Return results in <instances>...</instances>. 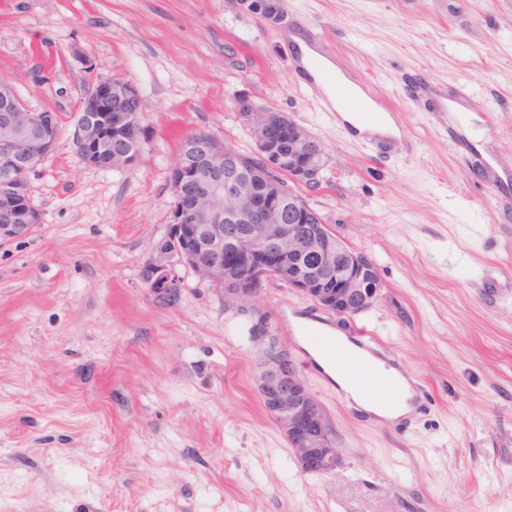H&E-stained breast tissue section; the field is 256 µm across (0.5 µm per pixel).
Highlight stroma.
I'll list each match as a JSON object with an SVG mask.
<instances>
[{
	"mask_svg": "<svg viewBox=\"0 0 512 512\" xmlns=\"http://www.w3.org/2000/svg\"><path fill=\"white\" fill-rule=\"evenodd\" d=\"M282 8L274 25L234 0H0V77L62 117L31 179L41 223L0 245V512H512V0ZM294 31L392 119L386 156L341 116L359 99L325 111ZM110 77L145 103L132 169L85 166L72 144L83 90ZM241 98L320 140L299 192L382 283L349 318L279 281L256 299L333 430L325 474L302 472L265 411L261 354L223 293L184 263L173 302L143 278L179 142L252 153ZM307 320L381 336L422 386L412 412L373 419L302 365L286 327Z\"/></svg>",
	"mask_w": 512,
	"mask_h": 512,
	"instance_id": "35a3bbf8",
	"label": "stroma"
}]
</instances>
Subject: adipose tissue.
Wrapping results in <instances>:
<instances>
[{
  "label": "adipose tissue",
  "mask_w": 512,
  "mask_h": 512,
  "mask_svg": "<svg viewBox=\"0 0 512 512\" xmlns=\"http://www.w3.org/2000/svg\"><path fill=\"white\" fill-rule=\"evenodd\" d=\"M301 53V61L316 76L317 82L330 100L349 95L362 99L365 109H374L373 101L365 99L363 92L354 81L348 78L332 60L320 56L299 34H292ZM304 344L327 375L343 389L360 407L379 418L395 420L406 416L412 409L413 396L406 379L395 369L377 362L379 374L378 394L374 400H366L343 371L341 358L356 354L357 349L340 332L331 336H308Z\"/></svg>",
  "instance_id": "1"
}]
</instances>
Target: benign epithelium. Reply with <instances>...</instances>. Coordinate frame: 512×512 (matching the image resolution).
<instances>
[{
  "label": "benign epithelium",
  "mask_w": 512,
  "mask_h": 512,
  "mask_svg": "<svg viewBox=\"0 0 512 512\" xmlns=\"http://www.w3.org/2000/svg\"><path fill=\"white\" fill-rule=\"evenodd\" d=\"M237 6L270 23L283 20L280 0H236ZM237 111L254 142L252 157L263 163L259 176L266 193L251 189L245 156L199 131L185 138L169 167L175 198L171 224L190 241L188 259L199 279L224 292V306L245 316L253 342L263 347L258 390L266 411L282 429L301 470L332 471L340 453L329 421L298 376L269 314L254 303L264 283L286 280L322 309L342 317L371 307L382 288L375 264L356 249L339 245L321 224V215L295 192L319 182L324 150L293 119L272 115L248 99ZM143 99L130 82L91 81L80 98L73 145L80 160L94 168H132L140 161ZM60 133L59 117L34 112L0 77V243L32 234L41 224L30 201L31 176L50 156ZM228 244V251L219 244ZM307 252L320 269L289 263ZM175 253L157 244L145 281L166 299L175 280Z\"/></svg>",
  "instance_id": "1"
}]
</instances>
